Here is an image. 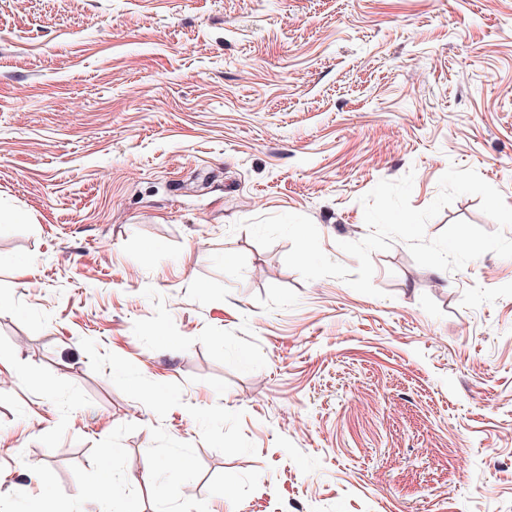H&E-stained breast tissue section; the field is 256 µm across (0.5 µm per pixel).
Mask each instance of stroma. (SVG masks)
<instances>
[{
	"label": "stroma",
	"instance_id": "stroma-1",
	"mask_svg": "<svg viewBox=\"0 0 512 512\" xmlns=\"http://www.w3.org/2000/svg\"><path fill=\"white\" fill-rule=\"evenodd\" d=\"M452 166L512 205V0H0V512H512V258L239 226L353 271Z\"/></svg>",
	"mask_w": 512,
	"mask_h": 512
}]
</instances>
